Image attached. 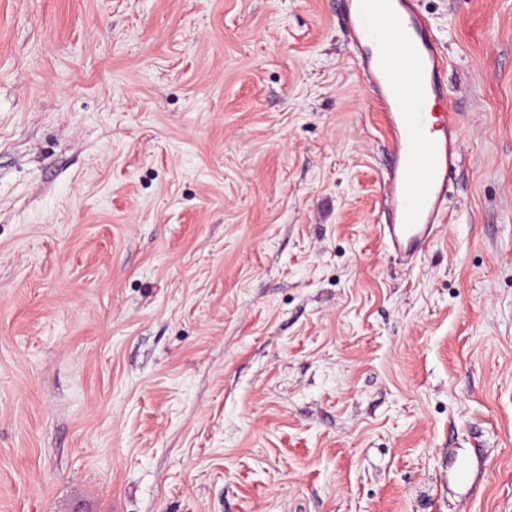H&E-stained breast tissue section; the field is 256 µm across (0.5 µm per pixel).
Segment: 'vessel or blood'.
Returning a JSON list of instances; mask_svg holds the SVG:
<instances>
[{"instance_id": "1", "label": "vessel or blood", "mask_w": 512, "mask_h": 512, "mask_svg": "<svg viewBox=\"0 0 512 512\" xmlns=\"http://www.w3.org/2000/svg\"><path fill=\"white\" fill-rule=\"evenodd\" d=\"M387 133L381 183L387 249L423 253L448 216L462 155L456 112L444 110L447 59L419 0H336Z\"/></svg>"}]
</instances>
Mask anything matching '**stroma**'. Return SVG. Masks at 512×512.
I'll return each mask as SVG.
<instances>
[{
  "label": "stroma",
  "mask_w": 512,
  "mask_h": 512,
  "mask_svg": "<svg viewBox=\"0 0 512 512\" xmlns=\"http://www.w3.org/2000/svg\"><path fill=\"white\" fill-rule=\"evenodd\" d=\"M419 7L407 263L336 0H0V512H512V0Z\"/></svg>",
  "instance_id": "35a3bbf8"
}]
</instances>
